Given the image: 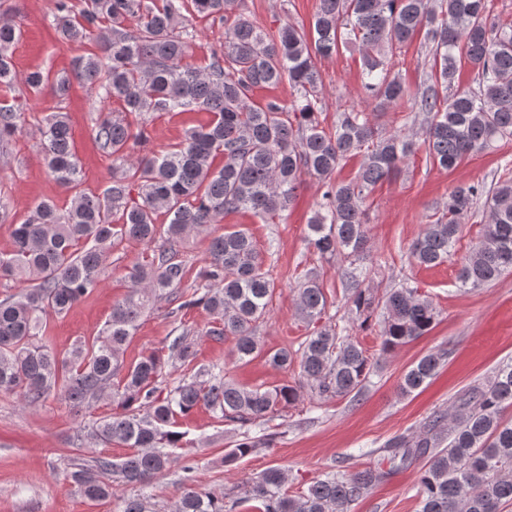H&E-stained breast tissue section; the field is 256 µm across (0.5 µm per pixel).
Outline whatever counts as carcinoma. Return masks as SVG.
<instances>
[{"label":"carcinoma","instance_id":"obj_1","mask_svg":"<svg viewBox=\"0 0 512 512\" xmlns=\"http://www.w3.org/2000/svg\"><path fill=\"white\" fill-rule=\"evenodd\" d=\"M235 0H56L49 27L58 41L89 43L72 75L49 82L32 71L24 77L32 90L46 87L58 98L73 84L94 90L125 114L207 112L210 119L186 129L172 150L132 158L142 133L131 124L99 113L93 126L98 150L117 166L103 196L76 193L67 208L47 200L12 230L14 249L0 252V280L18 292L0 299V394L15 395L28 406L59 396L73 407L110 399L117 411L79 429L72 445L129 448L114 460L95 457L73 464L69 477L82 498L118 501L117 512H158L144 492L179 461L184 433L177 417L204 406L241 430L242 440L227 456L244 457L269 443L251 435L307 395L326 401L357 400L371 370L365 351L353 339L355 323L338 328L322 323L327 297L318 274L308 269L295 289V310L313 332L296 351L268 356L278 369L297 364L296 385L247 386L223 369L198 366L191 330L169 343L168 358L152 352L135 363L124 361V346L135 335L156 298L177 304L168 315L193 307L211 317L202 332L235 340L234 356L249 362L261 353L257 327L270 311L276 282L265 258L243 227L212 238L209 264L197 274L203 293H186L190 268L179 259L181 239L200 232L229 213L245 212L263 223L281 216L295 199L305 174L321 182L318 209L308 221V243L321 257L341 262L347 313L367 322L383 311L381 350L388 353L434 326L438 312L428 296L404 282L378 294L366 259L367 201L374 187L397 174L417 151L425 161L453 169L465 158L512 138V22L492 16L490 0H319L312 32L287 24L274 37L251 16L233 13ZM224 23V46L202 68L183 64L193 38L186 14ZM131 19L136 28L128 27ZM426 29L430 72L410 96L391 61L407 42ZM21 30L0 14V86L12 87V48ZM360 53L362 90L372 112L350 107L336 114L330 128L321 120L322 76L317 60L340 48ZM473 77L458 87V61ZM293 89L289 103L278 99L256 105L254 90L283 82ZM407 105L424 138L389 134L377 118L390 107ZM18 106L0 103V144L23 132ZM39 140L53 180L68 191L82 181L65 112L51 113ZM222 156L221 168L213 167ZM361 157L355 178L336 179L341 164ZM487 216L477 246L457 275L463 289L492 285L512 272V172L486 183L457 185L442 213L424 225L408 248L409 260L436 266L448 260L461 224L476 207ZM168 224H157L159 216ZM164 236L153 254L132 264L125 297L114 303L101 334L76 340L59 354L46 335V318L62 316L109 278L105 257L117 240L146 245ZM448 356L439 349L421 357L405 373L400 393L426 386ZM178 365L189 375L159 394L165 368ZM512 362L460 393L452 408L435 413L415 438H395L377 462L355 472H330L298 496L284 489V472L271 467L241 482L244 501L255 512H350L394 470L392 463H422L417 472L419 512H501L512 502ZM120 486L140 493L121 497ZM172 512H225L224 493L189 485Z\"/></svg>","mask_w":512,"mask_h":512}]
</instances>
